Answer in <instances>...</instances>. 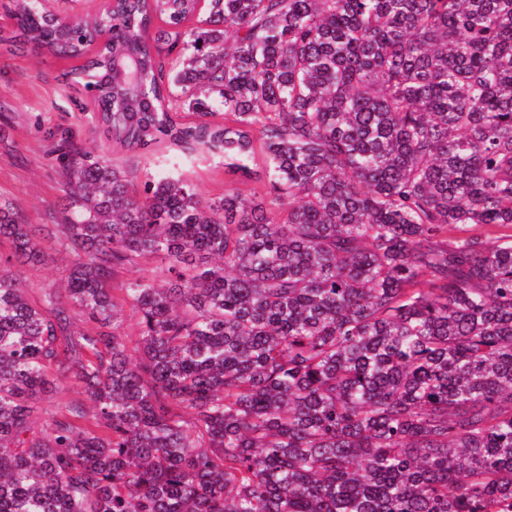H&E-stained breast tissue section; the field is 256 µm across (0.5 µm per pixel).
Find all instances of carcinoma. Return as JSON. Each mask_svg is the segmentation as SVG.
Segmentation results:
<instances>
[{"label": "carcinoma", "instance_id": "1", "mask_svg": "<svg viewBox=\"0 0 512 512\" xmlns=\"http://www.w3.org/2000/svg\"><path fill=\"white\" fill-rule=\"evenodd\" d=\"M12 4L37 54L112 30L62 84L113 147L265 190L62 138L63 223L0 203V512H512V0ZM101 3V0H53L52 7L55 12L81 17L94 13ZM43 247L50 253V258L44 266L37 270L20 268L17 271L27 288H32L33 296L39 293L40 288H62L69 263L67 255L59 253L52 245L44 243Z\"/></svg>", "mask_w": 512, "mask_h": 512}]
</instances>
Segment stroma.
I'll return each instance as SVG.
<instances>
[{
	"instance_id": "obj_1",
	"label": "stroma",
	"mask_w": 512,
	"mask_h": 512,
	"mask_svg": "<svg viewBox=\"0 0 512 512\" xmlns=\"http://www.w3.org/2000/svg\"><path fill=\"white\" fill-rule=\"evenodd\" d=\"M73 66L69 59L0 50V203L13 204L31 224L62 220L65 199L53 135H68L99 152L108 147L85 96L61 83L62 73ZM112 158L137 184L168 170L180 174L206 202L232 186L220 158L165 144L131 160L121 152Z\"/></svg>"
}]
</instances>
